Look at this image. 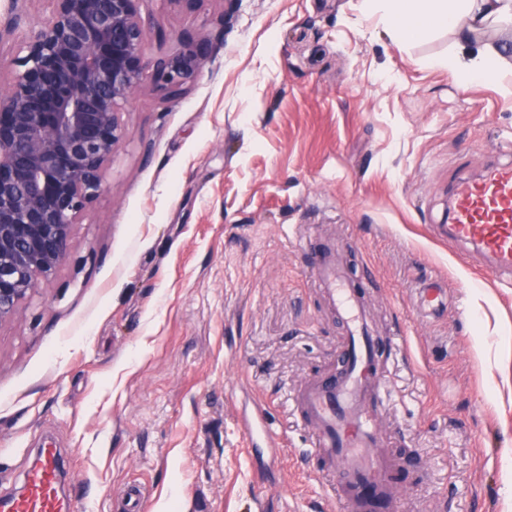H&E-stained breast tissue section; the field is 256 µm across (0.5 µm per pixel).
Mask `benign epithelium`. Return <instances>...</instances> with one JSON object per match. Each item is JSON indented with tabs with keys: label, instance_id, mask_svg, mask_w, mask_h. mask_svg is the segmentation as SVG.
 <instances>
[{
	"label": "benign epithelium",
	"instance_id": "obj_1",
	"mask_svg": "<svg viewBox=\"0 0 512 512\" xmlns=\"http://www.w3.org/2000/svg\"><path fill=\"white\" fill-rule=\"evenodd\" d=\"M46 2L0 89V323L67 258L71 225L100 191L144 80L173 89L205 57V41H186L149 66L142 0Z\"/></svg>",
	"mask_w": 512,
	"mask_h": 512
}]
</instances>
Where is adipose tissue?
Returning a JSON list of instances; mask_svg holds the SVG:
<instances>
[{"label": "adipose tissue", "mask_w": 512, "mask_h": 512, "mask_svg": "<svg viewBox=\"0 0 512 512\" xmlns=\"http://www.w3.org/2000/svg\"><path fill=\"white\" fill-rule=\"evenodd\" d=\"M388 9L400 37L444 29L455 33L457 50L448 64L461 84L497 80L505 56L491 44L473 46L472 38L492 23L512 19V0H388Z\"/></svg>", "instance_id": "ef3b65f1"}]
</instances>
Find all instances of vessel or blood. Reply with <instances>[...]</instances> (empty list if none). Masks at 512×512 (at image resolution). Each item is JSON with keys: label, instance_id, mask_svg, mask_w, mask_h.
<instances>
[{"label": "vessel or blood", "instance_id": "vessel-or-blood-1", "mask_svg": "<svg viewBox=\"0 0 512 512\" xmlns=\"http://www.w3.org/2000/svg\"><path fill=\"white\" fill-rule=\"evenodd\" d=\"M438 234L483 256L491 275L512 276V163L493 165L480 180L457 184L449 221ZM306 251L316 285L348 324L337 368L305 380L293 394L311 436L306 453L320 461L318 475L342 512H372L377 500L398 512L397 463L375 407L387 387L382 344L371 334L367 304L346 274L342 250L310 243ZM240 423L252 446L269 454L278 448L265 410L243 413ZM59 482L55 449H42L38 463L25 474L24 492L5 500L0 512H68Z\"/></svg>", "mask_w": 512, "mask_h": 512}]
</instances>
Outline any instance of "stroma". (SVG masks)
<instances>
[{"mask_svg": "<svg viewBox=\"0 0 512 512\" xmlns=\"http://www.w3.org/2000/svg\"><path fill=\"white\" fill-rule=\"evenodd\" d=\"M144 0L148 61L206 39L180 88L144 82L69 256L0 324V497L38 448L75 512H339L290 402L335 364L341 323L306 240L348 257L378 336L402 512H512V279L440 239L453 184L512 156V71L461 85L445 30L401 42L372 0ZM45 0H0V58ZM448 298L428 316L416 291ZM256 404L282 445L246 452Z\"/></svg>", "mask_w": 512, "mask_h": 512, "instance_id": "35a3bbf8", "label": "stroma"}]
</instances>
